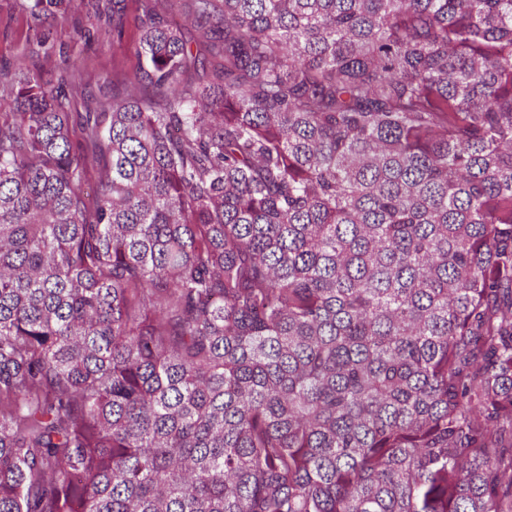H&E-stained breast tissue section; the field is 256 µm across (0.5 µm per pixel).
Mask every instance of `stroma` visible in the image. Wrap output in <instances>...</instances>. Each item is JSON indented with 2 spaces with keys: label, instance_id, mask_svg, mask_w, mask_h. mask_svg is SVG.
Wrapping results in <instances>:
<instances>
[{
  "label": "stroma",
  "instance_id": "obj_1",
  "mask_svg": "<svg viewBox=\"0 0 512 512\" xmlns=\"http://www.w3.org/2000/svg\"><path fill=\"white\" fill-rule=\"evenodd\" d=\"M33 0H0V113L7 111L9 91L20 73L40 69L66 78L64 111L73 124L94 111L102 96L121 92L123 78L138 64L137 0H73L67 12L36 21ZM122 33H115L114 25Z\"/></svg>",
  "mask_w": 512,
  "mask_h": 512
}]
</instances>
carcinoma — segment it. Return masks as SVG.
<instances>
[{"label":"carcinoma","mask_w":512,"mask_h":512,"mask_svg":"<svg viewBox=\"0 0 512 512\" xmlns=\"http://www.w3.org/2000/svg\"><path fill=\"white\" fill-rule=\"evenodd\" d=\"M140 2L0 113V512H512V0ZM179 1L180 2H178V6L175 7V9L172 12H169V19L181 27L183 35L185 39L189 41L190 46L194 53L199 54L200 57L211 58L208 44L202 42V40L199 39L198 33L196 32L195 28L192 27V25L187 19L186 12L188 8H184L182 0Z\"/></svg>","instance_id":"1"}]
</instances>
